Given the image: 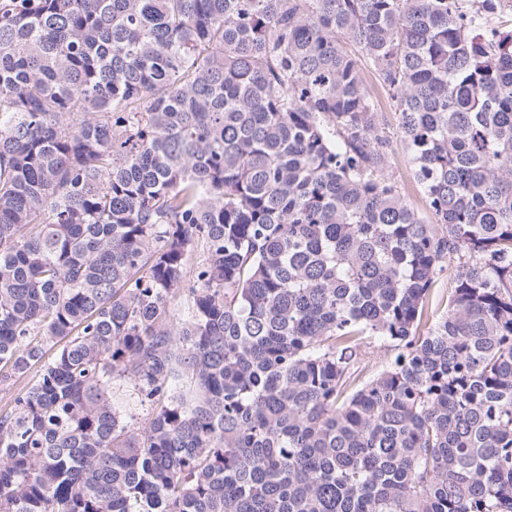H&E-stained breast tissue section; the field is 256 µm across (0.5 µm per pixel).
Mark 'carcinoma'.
<instances>
[{
	"mask_svg": "<svg viewBox=\"0 0 512 512\" xmlns=\"http://www.w3.org/2000/svg\"><path fill=\"white\" fill-rule=\"evenodd\" d=\"M503 4L0 0V512H512ZM379 112L392 141V152L389 158L388 174L403 188L408 204L413 207L420 217L427 222H435L434 215L425 206L423 194L413 178L412 166L406 153L402 150L398 132L397 115L391 100L380 91L378 96ZM380 344V341L372 340L370 345H366L362 348L364 363H367L368 369L373 370V372L381 370L392 358V354L388 348Z\"/></svg>",
	"mask_w": 512,
	"mask_h": 512,
	"instance_id": "obj_1",
	"label": "carcinoma"
}]
</instances>
